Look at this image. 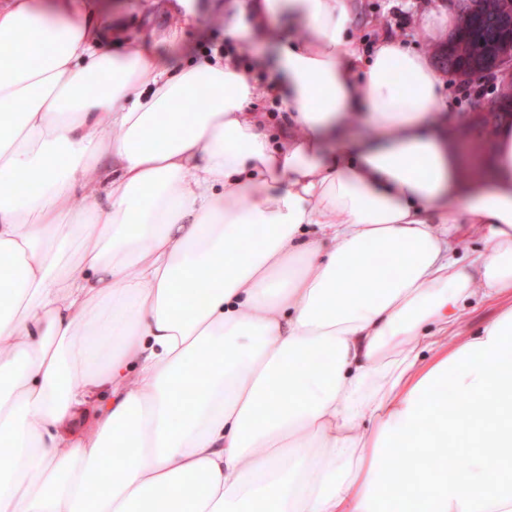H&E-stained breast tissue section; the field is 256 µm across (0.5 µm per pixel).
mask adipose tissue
<instances>
[{
    "label": "adipose tissue",
    "instance_id": "ef3b65f1",
    "mask_svg": "<svg viewBox=\"0 0 512 512\" xmlns=\"http://www.w3.org/2000/svg\"><path fill=\"white\" fill-rule=\"evenodd\" d=\"M230 8L309 31L275 41L285 146L232 59L0 0V512H512V120L462 183L430 56L362 47L357 0ZM496 316V307L490 303H475L467 309L462 326L475 331Z\"/></svg>",
    "mask_w": 512,
    "mask_h": 512
}]
</instances>
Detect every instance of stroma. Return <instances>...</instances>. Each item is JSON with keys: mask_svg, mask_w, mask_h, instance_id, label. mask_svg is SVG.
<instances>
[{"mask_svg": "<svg viewBox=\"0 0 512 512\" xmlns=\"http://www.w3.org/2000/svg\"><path fill=\"white\" fill-rule=\"evenodd\" d=\"M113 14L127 25L126 36L130 46H137L147 38L155 43L154 51L160 55L178 58L180 61L208 57L211 50L223 43H232L240 59L238 64L247 70L255 88L252 107L264 115L265 133L272 142H279L283 125L282 106L266 93L272 81L274 56L271 50L261 49L258 38L228 41L224 34V14L214 10L215 0H196V23L183 27L179 16L178 0H103ZM361 17L357 22L364 42L377 40L390 24L399 22L405 27L400 38L405 48L429 53L437 43L421 25L423 15L440 13V0H360ZM181 29L179 43L168 40L169 33Z\"/></svg>", "mask_w": 512, "mask_h": 512, "instance_id": "1", "label": "stroma"}]
</instances>
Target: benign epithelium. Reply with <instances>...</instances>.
<instances>
[{
    "label": "benign epithelium",
    "mask_w": 512,
    "mask_h": 512,
    "mask_svg": "<svg viewBox=\"0 0 512 512\" xmlns=\"http://www.w3.org/2000/svg\"><path fill=\"white\" fill-rule=\"evenodd\" d=\"M459 14L456 32L444 40L442 50L434 55L437 67L444 73L448 72V51L459 57L465 56L467 40L463 33L482 23L493 13L500 24L512 27V0H450ZM475 72L487 77L493 93L476 101L477 111L469 113L466 121L451 129L455 141L465 145L463 163L471 169L481 166L488 155L489 143L493 140L491 129L475 124L482 116L480 110L488 106L503 104L512 105V37L500 36L494 41V56L490 63Z\"/></svg>",
    "instance_id": "1"
}]
</instances>
